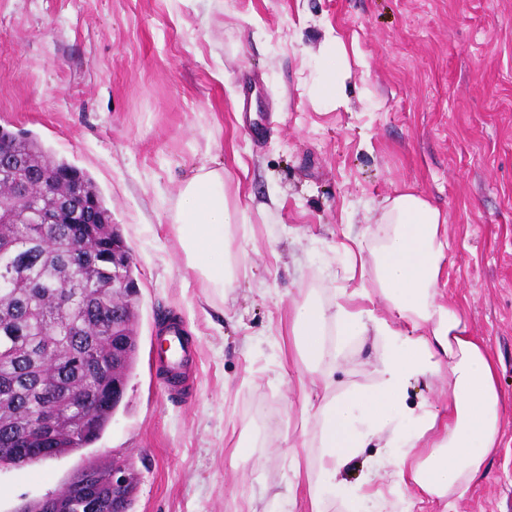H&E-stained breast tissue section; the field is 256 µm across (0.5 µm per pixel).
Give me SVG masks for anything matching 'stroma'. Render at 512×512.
<instances>
[{
    "label": "stroma",
    "instance_id": "obj_1",
    "mask_svg": "<svg viewBox=\"0 0 512 512\" xmlns=\"http://www.w3.org/2000/svg\"><path fill=\"white\" fill-rule=\"evenodd\" d=\"M332 37L340 108L323 96ZM0 127L94 180L133 256L139 345L101 437L1 465L0 512L112 460L137 477L130 512H283L313 380L288 311L366 286L362 307L386 313L372 234L405 189L445 215L441 299L512 398V0H0ZM204 165L223 168L235 216L221 293L186 270L172 220ZM166 322L191 350L175 394L154 351ZM378 352L353 341L337 383H369ZM502 432L456 512H512V408Z\"/></svg>",
    "mask_w": 512,
    "mask_h": 512
}]
</instances>
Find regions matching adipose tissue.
<instances>
[{
    "label": "adipose tissue",
    "instance_id": "adipose-tissue-1",
    "mask_svg": "<svg viewBox=\"0 0 512 512\" xmlns=\"http://www.w3.org/2000/svg\"><path fill=\"white\" fill-rule=\"evenodd\" d=\"M174 222L187 269L224 290L232 216L223 170L203 167L184 183ZM383 222L372 258L387 314L343 305L332 312L314 301L290 313L297 354L321 385L317 430L296 449L288 485L292 498L306 490L311 512H329L350 496L359 512H396L416 501L456 504L501 445L505 399L494 359L464 312L438 299L449 246L444 218L422 197L401 192ZM402 322L414 335L401 334ZM366 334L381 348L371 383L336 390L337 360ZM419 381L432 396L408 404V391ZM369 446L382 450L377 469L349 485L347 467ZM383 472L390 481L381 492L374 485Z\"/></svg>",
    "mask_w": 512,
    "mask_h": 512
}]
</instances>
